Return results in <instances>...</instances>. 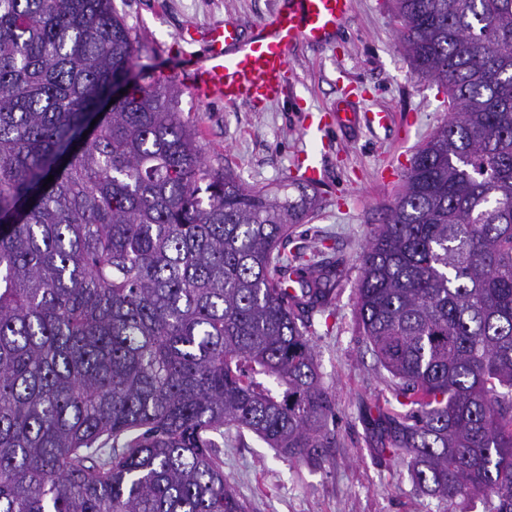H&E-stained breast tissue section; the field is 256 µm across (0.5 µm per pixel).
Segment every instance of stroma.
<instances>
[{
	"instance_id": "obj_1",
	"label": "stroma",
	"mask_w": 512,
	"mask_h": 512,
	"mask_svg": "<svg viewBox=\"0 0 512 512\" xmlns=\"http://www.w3.org/2000/svg\"><path fill=\"white\" fill-rule=\"evenodd\" d=\"M277 3L112 0L134 38L139 70L146 80L178 91L179 110L198 129L209 164L246 185L277 187L299 181L301 153L320 158L318 205L286 248H324L325 258L342 259L347 269L328 312L312 313L308 333L322 383L336 401V448L316 467L231 428L220 445L224 475L249 512H486L482 494L448 500L416 485L406 464L380 454L381 434L362 416L363 404L384 402L391 390L387 372L358 333L360 256L384 223L412 156L446 120L448 98L435 83L413 74L390 0H353L351 14L329 43L291 49L285 79L296 97L262 106L196 97L179 73L206 44L184 41L182 32L231 19L248 33ZM343 97L359 113L384 110L392 118L382 127L332 123L320 137L304 136V115L329 116Z\"/></svg>"
}]
</instances>
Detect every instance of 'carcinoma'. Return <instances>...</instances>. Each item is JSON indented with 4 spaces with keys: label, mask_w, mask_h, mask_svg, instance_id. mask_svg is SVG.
I'll list each match as a JSON object with an SVG mask.
<instances>
[{
    "label": "carcinoma",
    "mask_w": 512,
    "mask_h": 512,
    "mask_svg": "<svg viewBox=\"0 0 512 512\" xmlns=\"http://www.w3.org/2000/svg\"><path fill=\"white\" fill-rule=\"evenodd\" d=\"M393 9L450 112L361 255L401 407L365 413L420 487L512 512V0ZM137 60L112 0H0V512H248L214 436L336 447L307 329L344 263L284 250L315 185L208 165L170 85L99 111Z\"/></svg>",
    "instance_id": "carcinoma-1"
}]
</instances>
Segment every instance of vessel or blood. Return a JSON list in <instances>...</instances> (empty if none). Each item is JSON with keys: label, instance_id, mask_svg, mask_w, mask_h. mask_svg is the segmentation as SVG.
<instances>
[{"label": "vessel or blood", "instance_id": "obj_1", "mask_svg": "<svg viewBox=\"0 0 512 512\" xmlns=\"http://www.w3.org/2000/svg\"><path fill=\"white\" fill-rule=\"evenodd\" d=\"M352 0H282L242 35L231 20L210 27L205 52L187 74L191 89L228 105L263 103L286 94L288 53L297 43L327 42L351 10Z\"/></svg>", "mask_w": 512, "mask_h": 512}]
</instances>
